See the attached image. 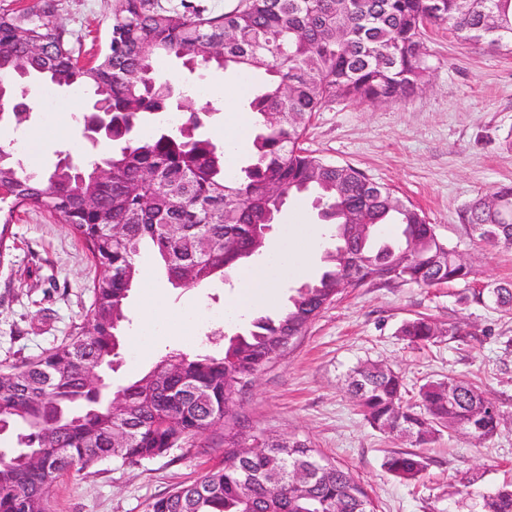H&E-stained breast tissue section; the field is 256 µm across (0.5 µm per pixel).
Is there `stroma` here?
<instances>
[{"label":"stroma","instance_id":"35a3bbf8","mask_svg":"<svg viewBox=\"0 0 512 512\" xmlns=\"http://www.w3.org/2000/svg\"><path fill=\"white\" fill-rule=\"evenodd\" d=\"M55 18L82 59L104 51L118 0H55ZM429 81L400 104L366 105L332 99L312 116L305 149L349 164L410 200L438 236L462 254L474 278L433 287L367 283L341 293L252 385L236 395L243 432L262 439L296 437L348 469L377 512H480L481 494L512 482V310L472 299L473 288L512 284V245L479 240L464 210L480 195L512 184V54L461 40L447 26L428 27ZM32 126L0 125V144L18 149L38 168L61 150L83 147L70 109L81 93L41 83ZM0 254V366L45 355L85 326L96 268L68 226L37 209L11 221ZM141 266L164 310L151 313L149 293L135 286L127 304L124 346L108 373L119 386L147 373L165 353L216 351L243 319L224 317L234 289L222 281L173 287L151 256ZM426 316L453 326L456 337L416 347L401 325ZM365 362L383 364L409 390L432 380L476 384L499 412L494 437L475 442L440 433L423 448L427 468L405 482L383 463L410 450L408 438L371 427L348 391V376ZM224 457V430L209 429L183 447L137 464L104 461L74 469L53 484L49 512H147L172 488L194 482Z\"/></svg>","mask_w":512,"mask_h":512}]
</instances>
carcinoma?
<instances>
[{
  "instance_id": "carcinoma-1",
  "label": "carcinoma",
  "mask_w": 512,
  "mask_h": 512,
  "mask_svg": "<svg viewBox=\"0 0 512 512\" xmlns=\"http://www.w3.org/2000/svg\"><path fill=\"white\" fill-rule=\"evenodd\" d=\"M53 0L35 12L0 14V81L4 105L27 93L24 77L58 87L87 88L100 140L111 146L86 164L69 161L37 172L23 155L0 146V213L21 207L49 212L67 224L97 266L89 326L44 356L0 368V433L18 429L19 447L0 451V512H47L49 488L63 473L103 460L134 464L179 448L224 424L232 388L282 355L287 342L338 297L343 277L431 287L466 274L455 250L423 212L359 169L338 165L300 146L312 114L332 98L400 103L429 75L424 26L446 24L465 40L512 52V0H240L223 14L184 2L119 0L110 48L81 65L52 20ZM174 56L189 72L233 68L250 81L253 155L240 171L224 167V147L201 134L219 114L207 101L185 102L202 90L160 76L157 62ZM109 172L105 180L93 169ZM311 195L337 247L329 268L298 288L274 317H256L224 343L223 353L168 352L143 377L118 388L122 406L91 385L112 365L127 320L126 302L139 280V257L152 247L175 286L202 287L260 255L257 229L269 228L292 195ZM463 220L480 239L512 244V186L476 199ZM371 225L352 237L347 223ZM392 253L384 278L377 254ZM473 300L512 308V289H476ZM454 335L425 317L401 335L426 345ZM350 392L366 420L396 430L420 447L440 430L492 438L500 416H485L487 400L473 383L450 378L405 400L402 377L379 364L354 370ZM242 432L224 434V460L196 481L174 487L149 512H375L367 490L349 472L318 458L301 439L268 438L241 451ZM384 468L419 479L424 457L394 452ZM310 481H288L292 469ZM481 512H512V487L481 495Z\"/></svg>"
}]
</instances>
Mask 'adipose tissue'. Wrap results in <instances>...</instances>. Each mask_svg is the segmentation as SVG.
<instances>
[{
    "label": "adipose tissue",
    "instance_id": "1",
    "mask_svg": "<svg viewBox=\"0 0 512 512\" xmlns=\"http://www.w3.org/2000/svg\"><path fill=\"white\" fill-rule=\"evenodd\" d=\"M299 228V222L287 224L280 246L267 254L264 263L240 270L238 291L228 299V310L243 315L268 306L280 281L304 273L309 257L322 238L316 232L299 236Z\"/></svg>",
    "mask_w": 512,
    "mask_h": 512
}]
</instances>
